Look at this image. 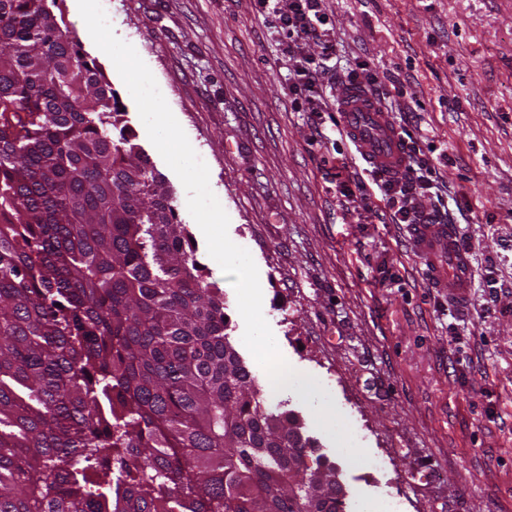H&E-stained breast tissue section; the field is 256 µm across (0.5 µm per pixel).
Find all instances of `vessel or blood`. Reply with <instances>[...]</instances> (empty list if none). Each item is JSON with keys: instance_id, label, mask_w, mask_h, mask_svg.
I'll return each instance as SVG.
<instances>
[{"instance_id": "b4317fda", "label": "vessel or blood", "mask_w": 512, "mask_h": 512, "mask_svg": "<svg viewBox=\"0 0 512 512\" xmlns=\"http://www.w3.org/2000/svg\"><path fill=\"white\" fill-rule=\"evenodd\" d=\"M340 123L363 160L393 176L406 166L402 135L384 112L355 84H346L341 96ZM411 247L425 266L431 287L441 289L457 309L470 303L473 267L469 252L459 247L456 230L449 224H410L406 227Z\"/></svg>"}]
</instances>
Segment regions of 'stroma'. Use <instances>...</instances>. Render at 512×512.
Masks as SVG:
<instances>
[{"label": "stroma", "mask_w": 512, "mask_h": 512, "mask_svg": "<svg viewBox=\"0 0 512 512\" xmlns=\"http://www.w3.org/2000/svg\"><path fill=\"white\" fill-rule=\"evenodd\" d=\"M341 74L376 77L394 125H407L437 172L424 206L448 212L474 260L459 313L430 288L394 211L336 122L339 86L302 112L289 87L312 41L286 40L254 0H112L115 34L134 43L224 198L228 235L252 255L263 315L289 364L367 453L317 428L301 387L287 403L335 463L345 512H512V0H325ZM136 140L170 182L196 259L224 294L230 340L257 383L228 277L181 201L186 191L150 142L111 60L62 0Z\"/></svg>", "instance_id": "obj_1"}]
</instances>
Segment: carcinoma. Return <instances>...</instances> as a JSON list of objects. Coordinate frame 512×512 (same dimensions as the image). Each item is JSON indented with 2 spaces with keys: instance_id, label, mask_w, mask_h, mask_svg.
I'll return each instance as SVG.
<instances>
[{
  "instance_id": "1",
  "label": "carcinoma",
  "mask_w": 512,
  "mask_h": 512,
  "mask_svg": "<svg viewBox=\"0 0 512 512\" xmlns=\"http://www.w3.org/2000/svg\"><path fill=\"white\" fill-rule=\"evenodd\" d=\"M54 5L0 0V512H306L315 445ZM305 479L344 512L327 459Z\"/></svg>"
}]
</instances>
